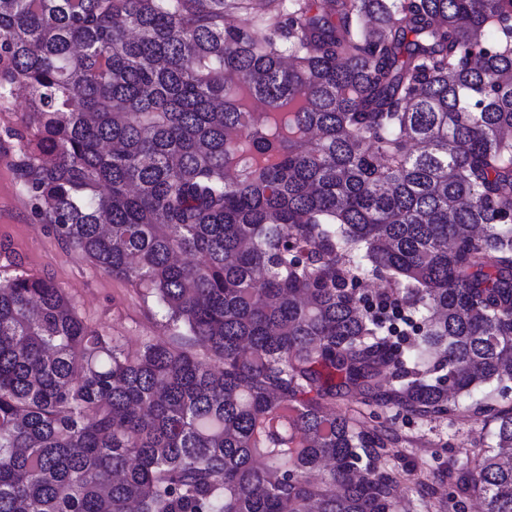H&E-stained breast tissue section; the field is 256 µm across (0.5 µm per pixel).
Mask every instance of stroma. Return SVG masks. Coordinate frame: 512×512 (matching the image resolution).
Masks as SVG:
<instances>
[{
    "label": "stroma",
    "mask_w": 512,
    "mask_h": 512,
    "mask_svg": "<svg viewBox=\"0 0 512 512\" xmlns=\"http://www.w3.org/2000/svg\"><path fill=\"white\" fill-rule=\"evenodd\" d=\"M0 275L52 279L85 323L116 337L128 354H136L147 340L167 333L161 309L151 294L65 249L39 222L7 158L0 159ZM363 412L371 424L391 423L412 441L397 462L402 494L410 500L412 512H427L415 485L420 472H427L430 484L446 496L455 497L460 485V460L471 449L485 448L492 442V424L477 417L451 427L444 421L396 416L374 405L364 407Z\"/></svg>",
    "instance_id": "stroma-1"
}]
</instances>
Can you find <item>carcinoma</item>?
<instances>
[{
	"label": "carcinoma",
	"mask_w": 512,
	"mask_h": 512,
	"mask_svg": "<svg viewBox=\"0 0 512 512\" xmlns=\"http://www.w3.org/2000/svg\"><path fill=\"white\" fill-rule=\"evenodd\" d=\"M17 85L36 217L169 336L0 278V512H404L356 394L494 423L461 493L512 512V0H0Z\"/></svg>",
	"instance_id": "1"
}]
</instances>
